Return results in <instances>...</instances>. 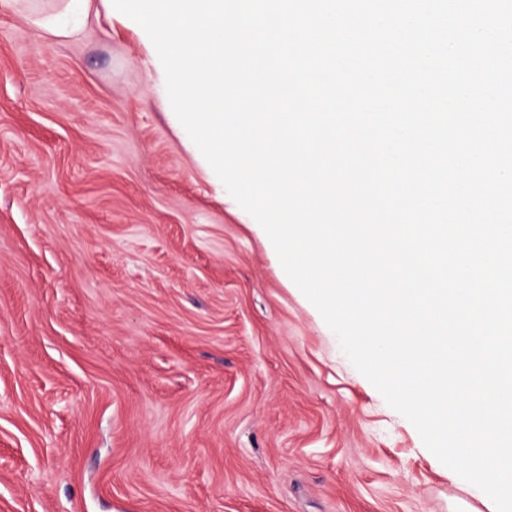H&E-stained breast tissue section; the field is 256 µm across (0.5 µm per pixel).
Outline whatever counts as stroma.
I'll return each mask as SVG.
<instances>
[{"instance_id":"1","label":"stroma","mask_w":512,"mask_h":512,"mask_svg":"<svg viewBox=\"0 0 512 512\" xmlns=\"http://www.w3.org/2000/svg\"><path fill=\"white\" fill-rule=\"evenodd\" d=\"M0 512H495L217 192L146 32L0 0ZM91 0H62V18L59 15L42 14L33 10L31 19L34 25L55 36L67 37L76 27L84 25L89 17ZM74 27L70 28L69 24Z\"/></svg>"}]
</instances>
